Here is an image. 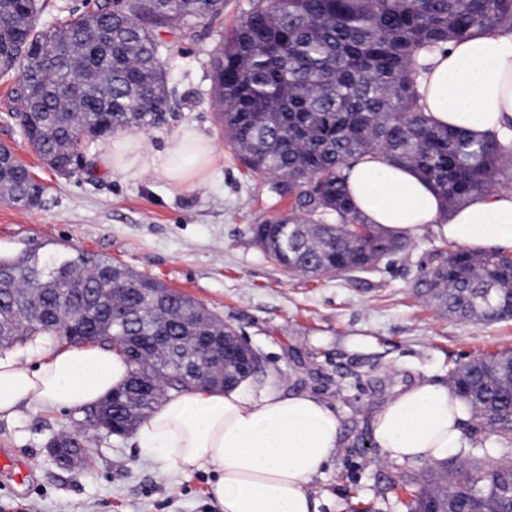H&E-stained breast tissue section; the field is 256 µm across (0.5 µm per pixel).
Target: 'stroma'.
Segmentation results:
<instances>
[{"label": "stroma", "mask_w": 512, "mask_h": 512, "mask_svg": "<svg viewBox=\"0 0 512 512\" xmlns=\"http://www.w3.org/2000/svg\"><path fill=\"white\" fill-rule=\"evenodd\" d=\"M254 3L224 0L221 19L160 35L172 109L165 124L141 135L160 151L191 124L212 142L216 161L190 189L108 171L100 164L104 142L88 151L86 170L57 174L14 117V76L0 75V144L45 188L34 208L0 200V254L83 249L205 305L260 353L256 383L317 395L340 417L345 444L309 485L318 512H386L381 491L395 472L419 474L428 464L382 461L372 442L374 414L397 390L422 379L447 383L458 364L512 351V320L458 322L424 300L415 283L450 248L430 229L376 269L334 277L286 273L254 244L251 225L288 205L250 177L225 141L210 77L212 50ZM86 422L82 411L29 408L0 418V448L12 449L37 475L24 497L0 477V512H221L211 473L162 470L128 436L95 432L78 467L55 464L49 439L79 433Z\"/></svg>", "instance_id": "35a3bbf8"}]
</instances>
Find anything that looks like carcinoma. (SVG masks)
Returning <instances> with one entry per match:
<instances>
[{
	"instance_id": "cac0c4a2",
	"label": "carcinoma",
	"mask_w": 512,
	"mask_h": 512,
	"mask_svg": "<svg viewBox=\"0 0 512 512\" xmlns=\"http://www.w3.org/2000/svg\"><path fill=\"white\" fill-rule=\"evenodd\" d=\"M39 0H0V73L16 74L15 112L32 150L63 173L74 156L120 129L163 124L171 111L159 32L218 18L224 0H95V22L112 24L100 41L89 17L38 26ZM512 33V0H257L211 54L213 96L224 138L240 163L291 210L251 226L253 241L290 274L364 270L404 251L409 241L370 224L353 205L344 170L380 151L412 168L446 206L463 205L512 172V138L476 137L438 125L423 111L427 59L478 32ZM7 177L0 192L31 208L28 168L0 149ZM294 250L280 248L281 225ZM0 349L36 338L72 342L93 336L110 347L124 336L161 327L164 346L137 365L162 389L126 406L106 398L87 412L131 430L182 390L180 368L193 359L190 319L200 332L224 322L203 304L164 284L82 250L1 258ZM135 288L137 313L115 320L93 294L107 283ZM416 288L441 313L489 324L512 319V255L448 251ZM162 292L167 306L152 307ZM471 417L495 436L468 453L462 467L441 462L422 475L400 472L389 488L417 485L407 512H512V355L477 356L450 371Z\"/></svg>"
}]
</instances>
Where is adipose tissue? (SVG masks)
Segmentation results:
<instances>
[{
    "label": "adipose tissue",
    "mask_w": 512,
    "mask_h": 512,
    "mask_svg": "<svg viewBox=\"0 0 512 512\" xmlns=\"http://www.w3.org/2000/svg\"><path fill=\"white\" fill-rule=\"evenodd\" d=\"M425 112L441 124L476 135L501 134L512 124V34L478 33L435 53L422 83ZM216 160L213 144L184 125L163 150L119 132L103 163L135 178L151 173L184 189ZM350 195L369 222L415 239L425 228L448 243L512 253V190L476 195L444 210L413 170L380 153L347 174ZM130 368L118 351L97 344L59 348L32 365L0 355V418L21 408L80 411L122 387ZM468 407L448 386L424 380L400 391L376 413L373 439L384 459L434 460L462 447ZM138 447L183 473L213 472L212 494L223 512H317L308 490L337 452L343 424L310 393L250 382L227 391L195 387L169 393L133 432Z\"/></svg>",
    "instance_id": "ef3b65f1"
}]
</instances>
